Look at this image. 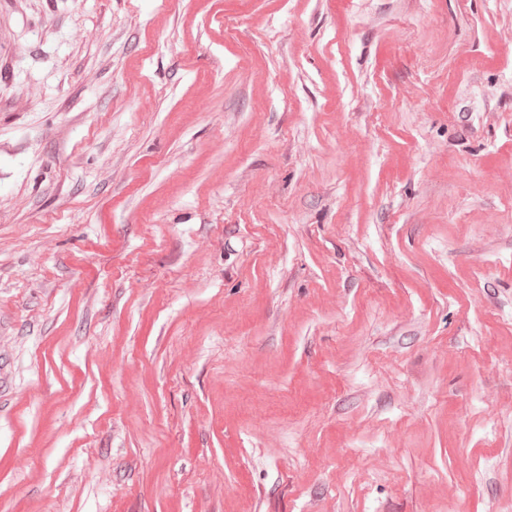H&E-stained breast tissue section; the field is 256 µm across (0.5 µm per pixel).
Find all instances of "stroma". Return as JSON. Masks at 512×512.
<instances>
[{"mask_svg":"<svg viewBox=\"0 0 512 512\" xmlns=\"http://www.w3.org/2000/svg\"><path fill=\"white\" fill-rule=\"evenodd\" d=\"M0 512H512V0H0Z\"/></svg>","mask_w":512,"mask_h":512,"instance_id":"1","label":"stroma"}]
</instances>
